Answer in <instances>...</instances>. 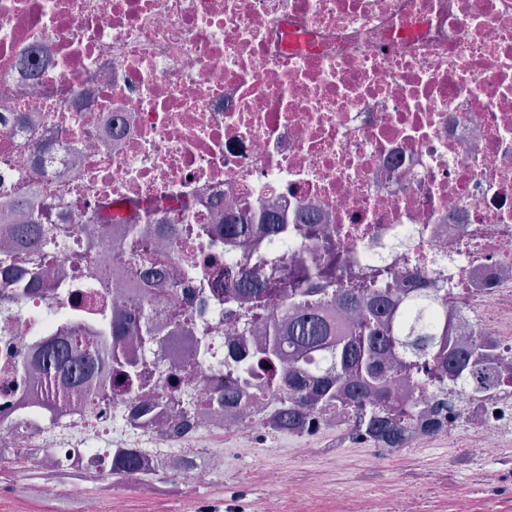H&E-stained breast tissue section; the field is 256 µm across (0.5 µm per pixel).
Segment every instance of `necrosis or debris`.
Listing matches in <instances>:
<instances>
[{
	"label": "necrosis or debris",
	"instance_id": "1",
	"mask_svg": "<svg viewBox=\"0 0 512 512\" xmlns=\"http://www.w3.org/2000/svg\"><path fill=\"white\" fill-rule=\"evenodd\" d=\"M20 200L53 243L11 267L44 273L38 288L0 290V455L34 463L45 496L119 449L142 474L199 479L235 463L225 439L278 452L277 375L255 367L244 391L224 364L253 356L251 304L225 305L212 278L271 245L263 213L283 218L296 267L447 277L450 342L493 337L509 382L459 403L439 436L475 457L512 447V0H0V209ZM115 202L147 249L101 223ZM242 216L246 237L226 223ZM116 318L151 330L123 338L139 384L47 414L59 390L31 351L93 346ZM230 389L241 399L221 404ZM350 418L335 406L288 437L305 454Z\"/></svg>",
	"mask_w": 512,
	"mask_h": 512
}]
</instances>
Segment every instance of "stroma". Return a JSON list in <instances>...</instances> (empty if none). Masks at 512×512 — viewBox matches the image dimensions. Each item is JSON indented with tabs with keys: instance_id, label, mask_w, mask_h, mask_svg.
I'll use <instances>...</instances> for the list:
<instances>
[{
	"instance_id": "1",
	"label": "stroma",
	"mask_w": 512,
	"mask_h": 512,
	"mask_svg": "<svg viewBox=\"0 0 512 512\" xmlns=\"http://www.w3.org/2000/svg\"><path fill=\"white\" fill-rule=\"evenodd\" d=\"M461 436L430 440L394 452L370 444L335 446L324 441L307 456L291 451L255 455L231 473L190 480L169 472L168 492L153 482L129 478L44 496L33 466L0 467V512H81L82 500L98 497L104 512H251L265 502L270 512H292L297 490L308 495L310 512H360L363 498L393 502L412 498L418 512H512V459L484 461L470 456ZM285 472L289 486L255 478V471Z\"/></svg>"
}]
</instances>
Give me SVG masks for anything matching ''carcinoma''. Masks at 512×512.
<instances>
[{
  "label": "carcinoma",
  "instance_id": "carcinoma-1",
  "mask_svg": "<svg viewBox=\"0 0 512 512\" xmlns=\"http://www.w3.org/2000/svg\"><path fill=\"white\" fill-rule=\"evenodd\" d=\"M16 236L0 244V266L14 261L18 246L42 247L48 243L38 224L15 225ZM324 272L288 274V267L275 252L259 255L255 266L242 270L235 282L224 288V303L248 293L253 312L247 325L263 321L267 302H280L282 317L264 321V334L257 337L253 362L288 372L280 384L281 403L270 413L275 427L290 430L305 423L313 412L342 403L352 411L350 432L376 448L390 451L403 447L408 425L436 431L448 422V410L458 402L495 388L501 374L490 365L488 350L494 339L475 336L455 348L448 347V315L434 305L447 291L445 278L427 281L415 273L416 287L399 288L391 270H377L368 280L351 271L336 276L330 301L346 313L350 331L345 341H336V323L318 312L321 302L302 306L304 299L321 291ZM297 347L304 363H327L316 374L306 373L282 357L283 340ZM43 372L95 402L107 386L112 365L121 364L120 347L103 341L79 353L69 343H53L36 356ZM404 375L431 387L434 402L424 413L414 414L416 403L398 402L392 380ZM138 475V462L131 452L103 475L115 482Z\"/></svg>",
  "mask_w": 512,
  "mask_h": 512
}]
</instances>
